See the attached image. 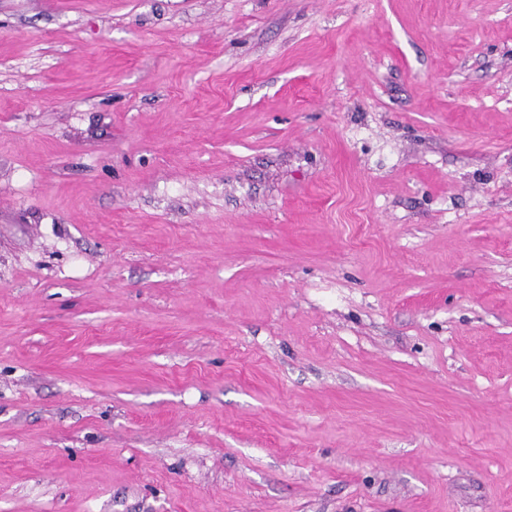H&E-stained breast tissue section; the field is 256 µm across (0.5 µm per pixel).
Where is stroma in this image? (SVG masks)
I'll return each mask as SVG.
<instances>
[{"label": "stroma", "instance_id": "stroma-1", "mask_svg": "<svg viewBox=\"0 0 512 512\" xmlns=\"http://www.w3.org/2000/svg\"><path fill=\"white\" fill-rule=\"evenodd\" d=\"M0 512H512V0H0Z\"/></svg>", "mask_w": 512, "mask_h": 512}]
</instances>
